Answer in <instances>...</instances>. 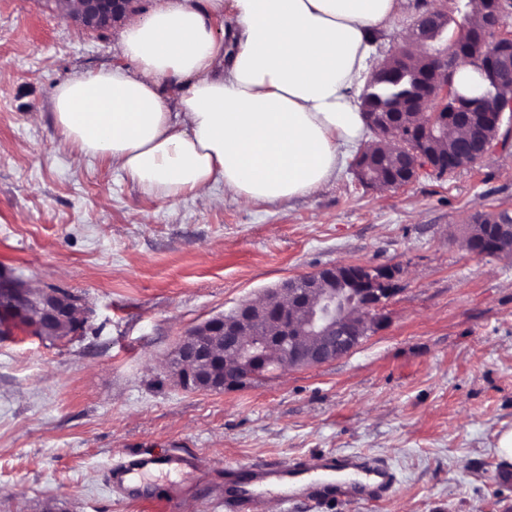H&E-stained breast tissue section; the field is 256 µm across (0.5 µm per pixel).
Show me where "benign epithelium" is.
<instances>
[{
  "instance_id": "obj_1",
  "label": "benign epithelium",
  "mask_w": 512,
  "mask_h": 512,
  "mask_svg": "<svg viewBox=\"0 0 512 512\" xmlns=\"http://www.w3.org/2000/svg\"><path fill=\"white\" fill-rule=\"evenodd\" d=\"M134 0H76L77 8L70 19L86 31H100L112 27L132 9ZM512 12L508 0H487L484 9L485 24L479 30L466 25L456 33V40L470 46L468 60L479 68L484 83L500 91L505 85L512 87V31L503 28L504 17ZM424 30L437 31L429 38L411 29L412 43L425 47L437 41H448V24L444 12L435 10L428 14ZM428 68L426 75L418 76L417 85L430 89L427 103L432 112L447 111L448 101L455 100V114L489 112L501 132L503 125L512 131V103L485 106L489 98L465 99L455 94L452 77L463 59L450 52L422 54ZM367 127L387 143H394L391 150L401 154L402 164L393 170L390 180L393 186H401L413 180L420 172L433 173L448 169L452 162L448 157L427 156L419 151L407 152L397 136L385 111L366 113ZM474 143L478 153L487 155L502 140L490 137L476 125ZM309 287L291 288L285 281L280 290L288 293L292 304L286 308L260 301L240 305L235 317H216L189 330L177 344L176 356L183 361H195L199 365L224 367L223 359L211 357L198 346L199 337L217 334L234 337L236 352L241 361L257 365L276 348L290 351L287 363L290 366H316L336 359V355L355 349L366 337L372 324L371 311L384 299V291L378 288L377 272L362 264H339L325 268L308 276ZM59 294L48 289L39 297L42 317L36 319L32 328L46 336L53 333L52 325L62 318L57 304ZM30 296L25 288L12 281L0 282V306L26 312ZM260 317L278 326L275 336L261 337L252 328L254 317Z\"/></svg>"
}]
</instances>
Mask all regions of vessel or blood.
Instances as JSON below:
<instances>
[{"instance_id":"vessel-or-blood-1","label":"vessel or blood","mask_w":512,"mask_h":512,"mask_svg":"<svg viewBox=\"0 0 512 512\" xmlns=\"http://www.w3.org/2000/svg\"><path fill=\"white\" fill-rule=\"evenodd\" d=\"M155 472L190 475L200 482L205 479L199 457L179 450L125 454L113 463L109 479L122 501L138 512H180V486H171L161 498L149 492L145 479ZM396 484L395 472L376 457L321 454L225 470L223 489H209L207 495L223 504L224 512H265L273 493L294 499L373 501L392 494Z\"/></svg>"}]
</instances>
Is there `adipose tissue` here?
I'll return each instance as SVG.
<instances>
[{
	"label": "adipose tissue",
	"instance_id": "1",
	"mask_svg": "<svg viewBox=\"0 0 512 512\" xmlns=\"http://www.w3.org/2000/svg\"><path fill=\"white\" fill-rule=\"evenodd\" d=\"M405 0H160L122 32L132 69L58 84L53 119L75 163L108 159L144 190L282 203L336 173L364 136L358 88L371 32ZM231 12L239 47L225 56L215 22ZM175 90L169 103L163 87ZM223 183V194L212 191Z\"/></svg>",
	"mask_w": 512,
	"mask_h": 512
}]
</instances>
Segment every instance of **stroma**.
<instances>
[{
    "label": "stroma",
    "instance_id": "stroma-1",
    "mask_svg": "<svg viewBox=\"0 0 512 512\" xmlns=\"http://www.w3.org/2000/svg\"><path fill=\"white\" fill-rule=\"evenodd\" d=\"M59 0H0V278L77 296L86 321L48 341L0 310V512H134L106 471L176 448L224 470L319 454L385 459L377 501L268 512H507L495 483L512 429V256L471 252V216L512 214V137L469 169L380 191L346 163L280 204L143 191L110 161L71 162L53 124L68 78L127 61L118 29L89 33ZM413 5L376 29L371 63L402 47ZM393 271L394 292L350 354L279 367L220 393L170 374L179 339L291 277L340 263Z\"/></svg>",
    "mask_w": 512,
    "mask_h": 512
}]
</instances>
